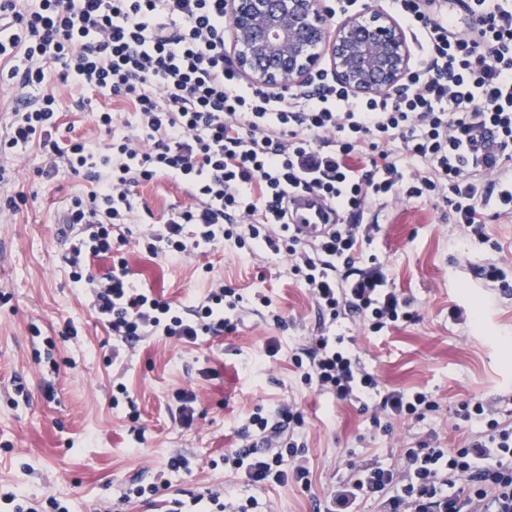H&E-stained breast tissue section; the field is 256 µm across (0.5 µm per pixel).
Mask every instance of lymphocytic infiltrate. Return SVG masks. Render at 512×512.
Here are the masks:
<instances>
[{
  "mask_svg": "<svg viewBox=\"0 0 512 512\" xmlns=\"http://www.w3.org/2000/svg\"><path fill=\"white\" fill-rule=\"evenodd\" d=\"M446 0H392L420 57L393 90L360 96L318 70L308 84L276 92L245 84L224 53V0H0V63L16 88L0 133V188L13 180L14 151L39 146L51 167L88 182L70 199L68 263L74 283L90 288L97 317L119 348L150 336L190 343L234 331L241 296L214 284L194 306H178L135 287L125 259L103 280L95 260L112 253V230L131 221L139 181L171 175L187 184L194 206L139 237L149 254L170 261L234 241L249 253H287L321 315L366 320L377 333L412 321L409 299L389 288L381 267L352 279L344 266L362 258L371 225L338 224L326 238L295 236L284 215L294 191H316L342 214L398 198H440L457 233L484 239L487 215L512 214V0H460L465 25L449 23ZM73 82L99 128L113 110L95 97L126 101L135 130L90 150L57 139L58 102L31 99L50 66ZM306 385L336 400H359L374 433L382 417L423 421L438 409L422 392L383 391L356 348L309 337L293 355ZM468 424L450 447L415 439L397 462L359 468L340 483L323 512H512V415L464 399L454 410ZM305 423L297 408L254 412L230 461L250 496L175 498V512H266L257 496L270 485L308 486L310 470L284 427Z\"/></svg>",
  "mask_w": 512,
  "mask_h": 512,
  "instance_id": "1",
  "label": "lymphocytic infiltrate"
}]
</instances>
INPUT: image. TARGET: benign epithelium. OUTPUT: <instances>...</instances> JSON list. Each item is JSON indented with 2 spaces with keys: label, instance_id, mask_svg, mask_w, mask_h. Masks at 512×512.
Wrapping results in <instances>:
<instances>
[{
  "label": "benign epithelium",
  "instance_id": "1",
  "mask_svg": "<svg viewBox=\"0 0 512 512\" xmlns=\"http://www.w3.org/2000/svg\"><path fill=\"white\" fill-rule=\"evenodd\" d=\"M236 63L250 82L276 90L301 83L327 48L336 79L357 94L388 91L407 71L410 53L403 28L371 10L347 16L334 33L322 0H226Z\"/></svg>",
  "mask_w": 512,
  "mask_h": 512
}]
</instances>
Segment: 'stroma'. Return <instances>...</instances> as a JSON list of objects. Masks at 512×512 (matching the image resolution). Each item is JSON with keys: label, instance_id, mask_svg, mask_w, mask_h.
<instances>
[{"label": "stroma", "instance_id": "stroma-1", "mask_svg": "<svg viewBox=\"0 0 512 512\" xmlns=\"http://www.w3.org/2000/svg\"><path fill=\"white\" fill-rule=\"evenodd\" d=\"M44 89L61 104L59 137L93 146L107 140L90 112L76 107L79 87L62 84L53 69ZM47 167L38 147L18 149L14 190L26 201L0 209V512H14L5 499L10 492L56 498L70 512H142V503L122 500L124 489L154 482L177 454L191 465L170 474L173 491L248 496L244 476L224 466V455L256 409L291 402L306 416L311 487H269L258 496L273 512H316L352 466L393 462L411 438L432 430L456 444L463 435L452 417L459 400L499 409L512 396V290L478 274L512 253V217L488 218V240L478 243L455 236L438 201L402 200L363 214L362 223L377 230L367 260L351 274L368 270L376 257L390 287L411 299L416 318L374 334L359 319L341 317L329 330L354 341L385 388L420 391L440 405L427 421H393L389 435L374 439L359 402L315 393L300 379L292 356L323 319L287 255L252 256L227 241L169 261L137 246L139 236L194 202L187 186L165 175L134 189L121 254L135 285L188 305L212 283H224L242 296L240 322L209 342L154 336L113 358V339L67 263L71 234L63 213L87 184ZM454 308L462 322L450 319ZM184 391L197 396L189 429L180 425L176 403Z\"/></svg>", "mask_w": 512, "mask_h": 512}]
</instances>
